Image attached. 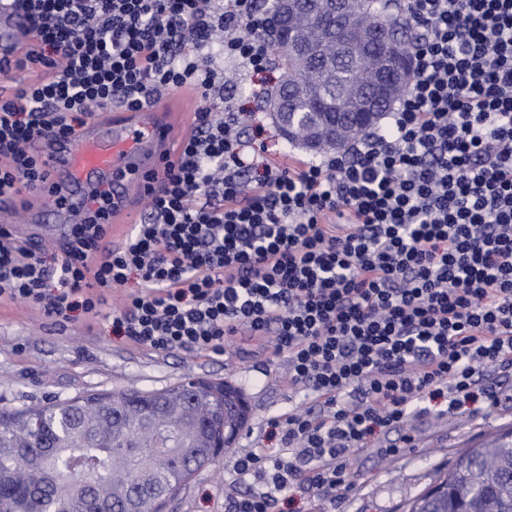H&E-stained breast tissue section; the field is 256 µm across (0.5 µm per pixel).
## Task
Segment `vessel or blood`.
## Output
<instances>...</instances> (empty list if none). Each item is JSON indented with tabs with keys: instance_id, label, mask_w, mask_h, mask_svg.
I'll use <instances>...</instances> for the list:
<instances>
[{
	"instance_id": "b4317fda",
	"label": "vessel or blood",
	"mask_w": 512,
	"mask_h": 512,
	"mask_svg": "<svg viewBox=\"0 0 512 512\" xmlns=\"http://www.w3.org/2000/svg\"><path fill=\"white\" fill-rule=\"evenodd\" d=\"M26 26L22 13L0 10V57H17ZM174 139L170 113L150 102L137 109L116 105L96 113L75 142L35 141L36 150L51 158L54 180L68 199L66 207L56 210L55 223H83L91 193L102 186L111 190L112 223H131L129 199L144 198L159 186Z\"/></svg>"
}]
</instances>
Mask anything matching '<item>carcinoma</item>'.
Wrapping results in <instances>:
<instances>
[{
  "label": "carcinoma",
  "instance_id": "carcinoma-1",
  "mask_svg": "<svg viewBox=\"0 0 512 512\" xmlns=\"http://www.w3.org/2000/svg\"><path fill=\"white\" fill-rule=\"evenodd\" d=\"M394 0H364L351 25L366 39L354 55L326 34L320 6L306 0L312 53L298 71L270 42L283 73L305 80L292 90L280 82L274 98H292L291 111H336V101L370 85L367 61L385 42L411 53L415 36L390 12ZM379 11L390 14L385 41L370 38ZM225 383L189 380L151 391L114 390L42 406L0 410V512H145L175 494L200 467L235 439L246 412L225 396ZM406 512H512V432L462 454L448 473L410 501Z\"/></svg>",
  "mask_w": 512,
  "mask_h": 512
}]
</instances>
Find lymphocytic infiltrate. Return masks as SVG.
Instances as JSON below:
<instances>
[{
    "mask_svg": "<svg viewBox=\"0 0 512 512\" xmlns=\"http://www.w3.org/2000/svg\"><path fill=\"white\" fill-rule=\"evenodd\" d=\"M26 14L18 67L38 79L0 98V197L67 199L35 137L76 141L92 112L192 87L203 104L123 247L109 191L48 256L0 228V303L74 312L155 351L221 352L271 338L310 406L270 419L276 451L237 460L229 512H280L347 489L350 450L423 402L495 401L512 370V0H402L414 78L387 123L322 160L247 158V112L210 101L214 62L270 65L260 0H0ZM142 287L108 309L112 288Z\"/></svg>",
    "mask_w": 512,
    "mask_h": 512,
    "instance_id": "1",
    "label": "lymphocytic infiltrate"
}]
</instances>
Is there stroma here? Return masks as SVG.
Segmentation results:
<instances>
[{"label": "stroma", "mask_w": 512, "mask_h": 512, "mask_svg": "<svg viewBox=\"0 0 512 512\" xmlns=\"http://www.w3.org/2000/svg\"><path fill=\"white\" fill-rule=\"evenodd\" d=\"M280 75L274 64L255 73L228 59L216 85L225 109L254 113L255 126L244 132L252 147L274 153L286 146L302 157L305 149L287 146L267 102L252 95L254 88L277 86ZM283 375V369L269 367L264 345L248 336L228 337L220 353L156 352L114 336L103 320L92 323L81 315L63 328L39 308L0 304V409L115 389L156 390L190 378L227 379L241 389L251 409L249 422L219 465L197 470L161 512H224V488L235 478L238 457L277 446L268 421L291 406ZM496 380V405H468L453 414L434 410L378 435L370 448L351 452L345 470L349 490L333 503V512H403L404 503L431 485L435 471L447 470L460 449L483 444L512 424V374Z\"/></svg>", "instance_id": "obj_1"}]
</instances>
